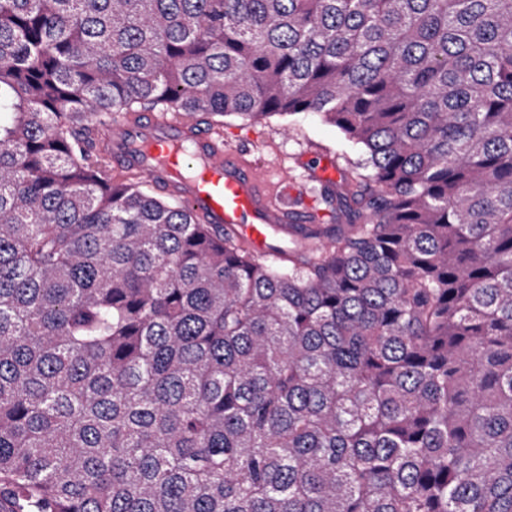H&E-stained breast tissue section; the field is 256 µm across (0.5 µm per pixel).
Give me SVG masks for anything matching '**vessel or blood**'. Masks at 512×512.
Returning a JSON list of instances; mask_svg holds the SVG:
<instances>
[{
	"instance_id": "obj_1",
	"label": "vessel or blood",
	"mask_w": 512,
	"mask_h": 512,
	"mask_svg": "<svg viewBox=\"0 0 512 512\" xmlns=\"http://www.w3.org/2000/svg\"><path fill=\"white\" fill-rule=\"evenodd\" d=\"M114 167L179 198L200 220L231 231L259 252L306 220L287 197L272 198L252 161L180 116L138 122L114 116L99 145Z\"/></svg>"
}]
</instances>
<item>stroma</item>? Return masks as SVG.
Masks as SVG:
<instances>
[{"instance_id": "obj_1", "label": "stroma", "mask_w": 512, "mask_h": 512, "mask_svg": "<svg viewBox=\"0 0 512 512\" xmlns=\"http://www.w3.org/2000/svg\"><path fill=\"white\" fill-rule=\"evenodd\" d=\"M194 119L201 128L222 129L225 144L239 147L266 176L274 179L287 172L297 210L317 212L325 224L333 223L334 209L324 200V186L312 176V162L349 169L365 157L364 149L349 142L335 126L302 114L259 121L228 116L218 123L198 113Z\"/></svg>"}]
</instances>
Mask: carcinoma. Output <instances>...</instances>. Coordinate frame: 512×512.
Segmentation results:
<instances>
[{"label": "carcinoma", "instance_id": "carcinoma-1", "mask_svg": "<svg viewBox=\"0 0 512 512\" xmlns=\"http://www.w3.org/2000/svg\"><path fill=\"white\" fill-rule=\"evenodd\" d=\"M135 105L367 160L257 253ZM0 512H512V0H0Z\"/></svg>", "mask_w": 512, "mask_h": 512}]
</instances>
